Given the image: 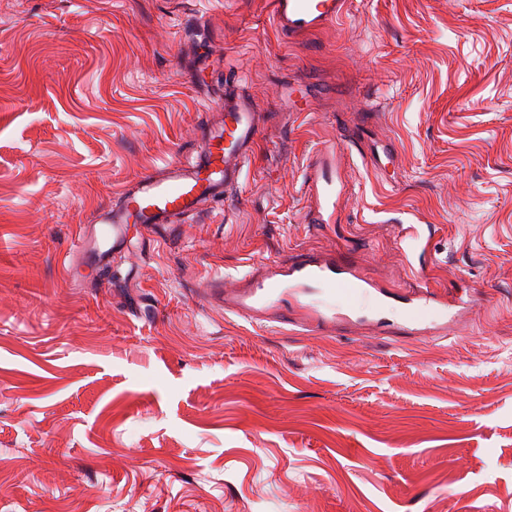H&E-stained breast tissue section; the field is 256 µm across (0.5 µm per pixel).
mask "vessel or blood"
<instances>
[{
	"mask_svg": "<svg viewBox=\"0 0 512 512\" xmlns=\"http://www.w3.org/2000/svg\"><path fill=\"white\" fill-rule=\"evenodd\" d=\"M347 0H274L273 12L284 33L294 35L332 24L343 17ZM260 129L251 104L229 98L224 119L209 135L196 161L168 164L163 174L145 171L121 205L106 212L98 228L80 233L70 250L85 255L82 265H69L68 277L85 278L87 268L99 267L112 250L127 246L134 224H167L189 215L202 203L222 199L235 186L256 143ZM316 189V213H335L343 181L336 167L316 157L310 168ZM242 288L226 290L225 304L247 320L270 311H300L318 331L334 334L336 319L356 315L364 295L375 297L365 308L367 322L396 330L400 325H448V304L426 289L409 293L374 287L353 274L347 257L283 259L264 275H247Z\"/></svg>",
	"mask_w": 512,
	"mask_h": 512,
	"instance_id": "vessel-or-blood-1",
	"label": "vessel or blood"
}]
</instances>
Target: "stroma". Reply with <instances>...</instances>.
Here are the masks:
<instances>
[{"label":"stroma","mask_w":512,"mask_h":512,"mask_svg":"<svg viewBox=\"0 0 512 512\" xmlns=\"http://www.w3.org/2000/svg\"><path fill=\"white\" fill-rule=\"evenodd\" d=\"M228 84L240 183L69 280ZM323 150L347 189L313 224ZM333 252L475 311L326 336L208 298ZM0 512H512V0H349L297 39L271 0H0Z\"/></svg>","instance_id":"obj_1"}]
</instances>
